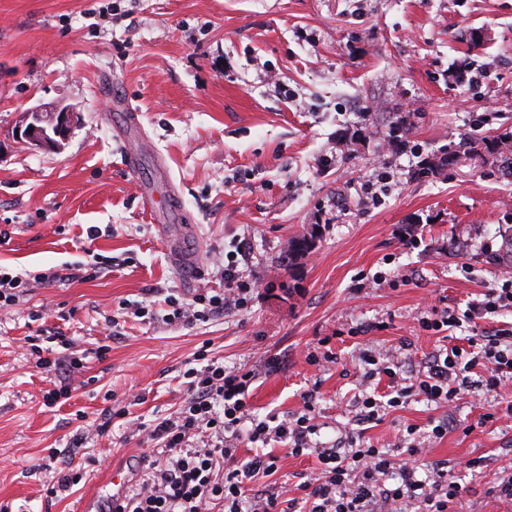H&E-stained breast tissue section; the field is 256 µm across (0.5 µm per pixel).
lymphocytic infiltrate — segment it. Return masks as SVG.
Segmentation results:
<instances>
[{"mask_svg": "<svg viewBox=\"0 0 512 512\" xmlns=\"http://www.w3.org/2000/svg\"><path fill=\"white\" fill-rule=\"evenodd\" d=\"M222 275L226 285L223 294H197L193 304L174 310V318L194 325L208 321L224 308H243L249 282L233 264L225 266ZM478 367L484 372L481 386L489 392L498 391L504 378L512 375V329L483 336L481 346L468 350L455 346L445 355L433 357L426 372L412 383H401L396 364L380 366V374L389 378L393 390L385 404L398 407L419 395L437 404L451 401L467 386V372ZM183 376L188 380V397L180 411L150 427L141 422L136 425L137 430L147 431L150 439L162 442L166 457L154 463L152 477L126 496L117 512H209L219 503L224 512H279L278 494H252L246 486L255 476L273 475L276 456L258 453L245 461L236 457L241 426L249 418L252 371L209 364L188 368ZM208 431L214 432L215 443L191 445V438ZM314 432L306 412L273 427L264 422L253 424L247 432L253 443L286 440L295 456L314 451L317 466L306 484L310 512H374L378 500L418 495L423 498L424 512H451L464 492L442 465L427 464L431 480L425 483L415 479L414 468L395 466L387 453L370 443L343 453L313 448ZM396 468L401 471V485L383 488L382 478Z\"/></svg>", "mask_w": 512, "mask_h": 512, "instance_id": "1", "label": "lymphocytic infiltrate"}]
</instances>
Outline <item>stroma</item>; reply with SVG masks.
I'll return each instance as SVG.
<instances>
[{"label": "stroma", "mask_w": 512, "mask_h": 512, "mask_svg": "<svg viewBox=\"0 0 512 512\" xmlns=\"http://www.w3.org/2000/svg\"><path fill=\"white\" fill-rule=\"evenodd\" d=\"M115 87L151 147L136 174L123 167L132 143L105 110ZM38 105L73 109L61 148L17 139L20 113ZM507 129L512 0H0V271L31 280L0 308V506L81 512L91 502L108 512L113 464L136 485L161 453L130 420L174 415L183 373L201 355L254 371L255 420L291 418L310 395L313 446L364 439L398 465L409 459L399 441L417 427L420 461L445 462L468 488L455 512H512L495 490L512 467V390L471 386L449 407L413 396L379 420L356 417L358 401L389 391L365 379L361 352L410 377L446 348L512 327V306L463 317L512 280L500 251L512 234V179L471 156L422 167ZM157 163L192 219L190 278L142 200ZM307 234L314 248L289 259V240ZM238 247L252 285L244 308L193 326L167 321L199 289L223 292L217 270ZM39 273L55 279L35 282ZM434 307L459 323L423 328ZM41 349L63 367L37 368ZM327 349L335 362L322 361ZM73 356L81 368L66 367ZM64 386L69 398L46 407ZM121 408L127 418L95 430ZM443 421L448 433L432 438ZM265 451L277 471L253 489L307 512L300 485L315 455L243 439L236 456ZM479 456L484 466L466 469ZM65 463L81 479L58 492Z\"/></svg>", "instance_id": "obj_1"}]
</instances>
